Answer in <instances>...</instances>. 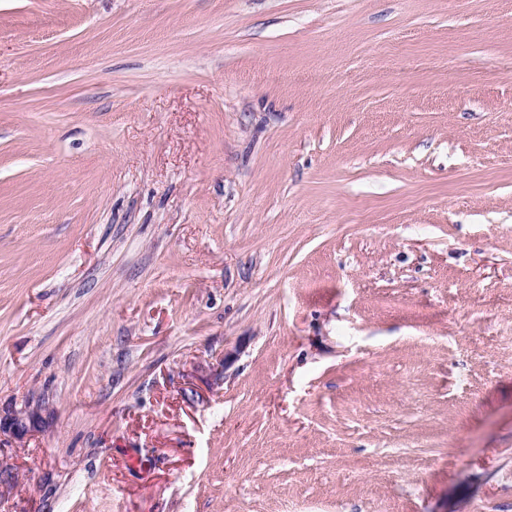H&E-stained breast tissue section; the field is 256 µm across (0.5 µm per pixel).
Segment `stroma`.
Returning <instances> with one entry per match:
<instances>
[{"label": "stroma", "instance_id": "35a3bbf8", "mask_svg": "<svg viewBox=\"0 0 512 512\" xmlns=\"http://www.w3.org/2000/svg\"><path fill=\"white\" fill-rule=\"evenodd\" d=\"M0 512H512V0H0ZM41 423V415L38 409L24 407L19 410H11L6 415L0 416V432L9 431L22 436L36 430Z\"/></svg>", "mask_w": 512, "mask_h": 512}]
</instances>
